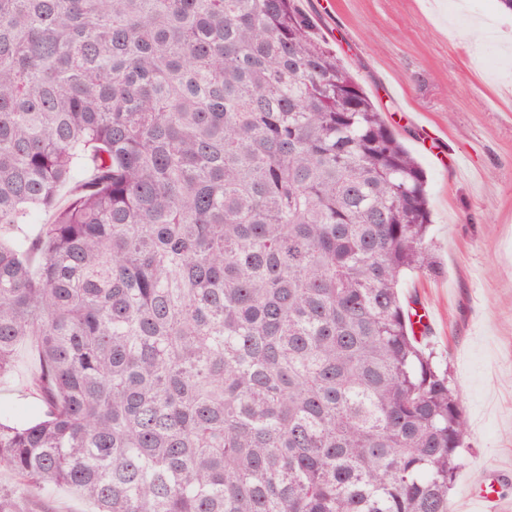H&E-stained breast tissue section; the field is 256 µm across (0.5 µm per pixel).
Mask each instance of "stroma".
<instances>
[{"label": "stroma", "mask_w": 512, "mask_h": 512, "mask_svg": "<svg viewBox=\"0 0 512 512\" xmlns=\"http://www.w3.org/2000/svg\"><path fill=\"white\" fill-rule=\"evenodd\" d=\"M300 2L428 176L439 271L410 274L400 290L430 310L426 341L448 362L470 426L449 512H471L466 483L489 464L512 512V14L498 0ZM480 20L492 28L477 37ZM35 368L23 343L0 380V421L43 415Z\"/></svg>", "instance_id": "stroma-1"}]
</instances>
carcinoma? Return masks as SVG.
<instances>
[{"mask_svg":"<svg viewBox=\"0 0 512 512\" xmlns=\"http://www.w3.org/2000/svg\"><path fill=\"white\" fill-rule=\"evenodd\" d=\"M429 232L299 0H0V377L32 340L47 407L0 422V512H448ZM90 509V504L79 499L76 495L65 490H59L47 497L40 504L38 510L46 512H90Z\"/></svg>","mask_w":512,"mask_h":512,"instance_id":"cac0c4a2","label":"carcinoma"}]
</instances>
